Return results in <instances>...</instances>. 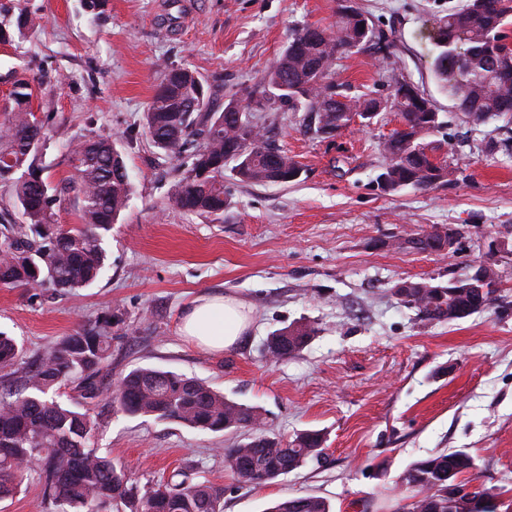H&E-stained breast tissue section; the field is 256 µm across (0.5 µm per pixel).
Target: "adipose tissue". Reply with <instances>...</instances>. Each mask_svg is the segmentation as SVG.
<instances>
[{
    "instance_id": "1",
    "label": "adipose tissue",
    "mask_w": 512,
    "mask_h": 512,
    "mask_svg": "<svg viewBox=\"0 0 512 512\" xmlns=\"http://www.w3.org/2000/svg\"><path fill=\"white\" fill-rule=\"evenodd\" d=\"M252 324L251 310L231 295L205 296L192 300L183 310L179 332L208 351L233 347Z\"/></svg>"
}]
</instances>
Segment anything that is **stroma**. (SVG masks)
<instances>
[{
  "mask_svg": "<svg viewBox=\"0 0 512 512\" xmlns=\"http://www.w3.org/2000/svg\"><path fill=\"white\" fill-rule=\"evenodd\" d=\"M175 23L166 0H0V19L37 13L38 26L0 42V110L21 76L45 125L41 154L51 182L72 175L65 151L103 137L122 153L132 181L126 210L104 247L108 260L88 287L52 294L0 288V331L34 363L63 336L117 314L112 355L100 373L90 441L145 486L185 472L223 489L224 512H265L271 502L313 495L334 512H361L370 498L399 499V475L413 462L463 449L477 482L512 489V130L465 123L432 71L429 34L459 0H352L377 30L394 31L386 60L352 52L335 78L353 94L387 97L396 72L434 102L448 123L437 133L450 182L384 194L376 187L380 145L399 125L382 113L335 140L305 134L296 112H255L302 169L296 182L249 186L224 175L223 215L172 208L178 163L142 133L163 65L187 66L225 93L259 80L301 25L335 24L339 0H181ZM500 144L488 152V142ZM456 230L447 254L401 251L388 239L431 227ZM479 264L496 274L495 307L454 322L420 319L393 292L404 280L461 279ZM233 295L254 321L221 352L178 332L195 297ZM296 321L315 336L294 355L269 358L264 343ZM137 368L207 382L259 408L283 441L320 432L325 454L275 481L253 486L227 470L224 451L248 430L203 432L130 416L111 401Z\"/></svg>",
  "mask_w": 512,
  "mask_h": 512,
  "instance_id": "stroma-1",
  "label": "stroma"
}]
</instances>
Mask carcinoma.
Instances as JSON below:
<instances>
[{"label": "carcinoma", "instance_id": "obj_1", "mask_svg": "<svg viewBox=\"0 0 512 512\" xmlns=\"http://www.w3.org/2000/svg\"><path fill=\"white\" fill-rule=\"evenodd\" d=\"M512 0H466L438 19L430 40L433 71L466 121L480 126L493 119L512 124ZM390 36L368 27L363 41L354 37L352 21L343 16L330 27L292 30L274 64L253 85L229 99L246 105L226 112L217 90L187 67L164 66L160 85L144 113L143 130L150 143L188 161L181 162L179 189L171 198L177 208L220 215L224 168L246 185L288 184L297 163L278 148L253 112H300L306 133L322 127L341 131L353 116L398 112L400 126L381 145L382 174L395 192L405 187L427 189L448 182L452 170L430 164L428 153L445 121L432 100L415 94L398 97L408 83L394 75L389 97L348 96L333 79L336 60L354 49L372 50L386 58ZM28 84L12 92L15 105L0 122V181L10 184L20 224L0 226V287L41 288L58 293L91 285L107 260L104 242L132 193L125 161L107 138H88L68 150L74 174L51 184L39 175V150L33 139L45 126L26 105ZM65 203L76 208L79 223L65 228L55 219ZM426 231L398 243L418 252H437ZM394 292L409 308L430 321L453 322L489 308L495 288H482L468 278L451 287L429 281H404ZM107 316L97 325L62 338L46 355L24 367L23 349L0 332V367H24L23 391L0 388V498L21 486L26 471L37 473L42 502L56 512H103L122 504L130 512H223L220 489L203 481H163L138 488L124 467L89 447L96 421L88 401L100 395L97 377L112 348ZM307 322L272 334L267 351L284 359L302 349L315 335ZM80 380V400H57L50 392ZM113 402L132 416H151L212 433L250 427L249 441L224 449L226 468L238 481L261 486L322 457L323 438L307 430L289 444L263 428V414L214 390L205 382L171 371L138 368L125 375ZM476 467L465 450L437 452L420 459L398 477L408 492L396 512H495L493 501L503 495L495 487L474 485L464 475ZM266 512H332L327 500L300 496L273 503Z\"/></svg>", "mask_w": 512, "mask_h": 512}]
</instances>
